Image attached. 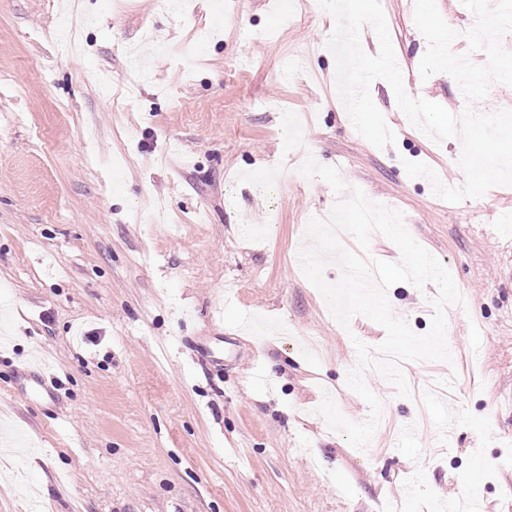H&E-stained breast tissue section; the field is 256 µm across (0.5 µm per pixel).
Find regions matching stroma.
Returning a JSON list of instances; mask_svg holds the SVG:
<instances>
[{
  "label": "stroma",
  "mask_w": 512,
  "mask_h": 512,
  "mask_svg": "<svg viewBox=\"0 0 512 512\" xmlns=\"http://www.w3.org/2000/svg\"><path fill=\"white\" fill-rule=\"evenodd\" d=\"M183 2L0 0V512H440L463 490L512 512V187L450 203L409 177L407 159L463 184L462 143L410 123L384 80L395 144L356 132L317 0ZM381 4L411 96L469 106L419 80L415 0ZM309 154L401 211L464 299L451 362L403 366L410 397L366 370L386 421L363 449L315 409L367 420L346 369L386 333L343 329L296 261L336 199L299 173ZM387 295L428 331L435 284Z\"/></svg>",
  "instance_id": "35a3bbf8"
}]
</instances>
